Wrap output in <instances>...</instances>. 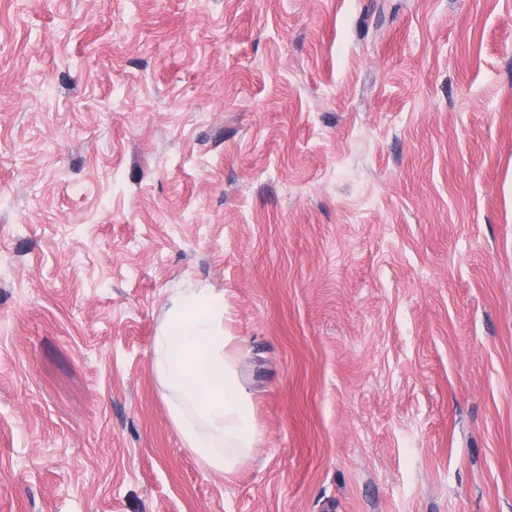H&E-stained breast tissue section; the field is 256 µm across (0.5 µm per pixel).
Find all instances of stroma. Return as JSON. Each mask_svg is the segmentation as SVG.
Listing matches in <instances>:
<instances>
[{
    "label": "stroma",
    "mask_w": 512,
    "mask_h": 512,
    "mask_svg": "<svg viewBox=\"0 0 512 512\" xmlns=\"http://www.w3.org/2000/svg\"><path fill=\"white\" fill-rule=\"evenodd\" d=\"M185 288L229 478L153 370ZM0 512H512V0H0ZM231 341L224 330V296L185 288L171 299L152 346L154 370L176 400L171 416L182 440L208 469L226 478L261 438Z\"/></svg>",
    "instance_id": "stroma-1"
}]
</instances>
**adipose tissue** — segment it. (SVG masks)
Returning <instances> with one entry per match:
<instances>
[{
  "label": "adipose tissue",
  "instance_id": "1",
  "mask_svg": "<svg viewBox=\"0 0 512 512\" xmlns=\"http://www.w3.org/2000/svg\"><path fill=\"white\" fill-rule=\"evenodd\" d=\"M223 319V295L207 288L179 291L154 339L152 361L175 398L171 416L187 448L208 469L229 477L261 435Z\"/></svg>",
  "mask_w": 512,
  "mask_h": 512
}]
</instances>
